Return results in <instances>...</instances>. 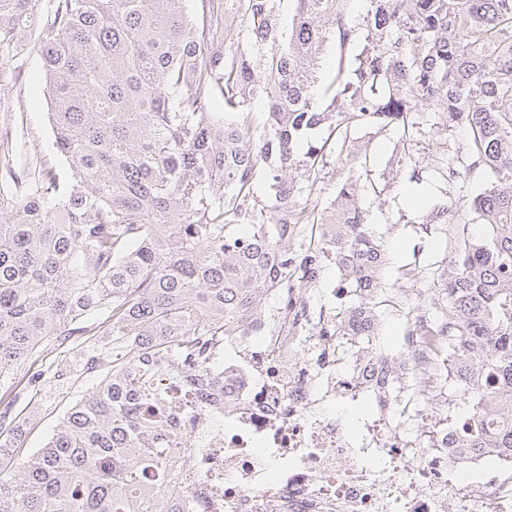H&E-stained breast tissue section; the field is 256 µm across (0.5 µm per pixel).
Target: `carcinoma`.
Masks as SVG:
<instances>
[{"mask_svg": "<svg viewBox=\"0 0 512 512\" xmlns=\"http://www.w3.org/2000/svg\"><path fill=\"white\" fill-rule=\"evenodd\" d=\"M39 0H0V56L27 37ZM52 0L38 44L58 151L74 182L52 172L0 186V381L49 338L108 323L112 374L66 413L45 447L21 451L23 426L3 430L0 512H181L165 445L168 417L151 408L156 359L189 355L229 332L289 273L288 226L333 224L328 260L357 308L376 316L381 246L362 191L382 193L358 127L396 128L397 159L422 179L428 134L467 138L434 168L458 185L438 208L451 217L454 256L433 274L447 305L454 373L472 396L467 448L512 454V0ZM242 39L227 41V21ZM332 81L318 91L326 45ZM224 97V116L211 96ZM319 144L297 159L311 130ZM351 174L320 206L331 156ZM281 188L276 223L251 203L260 169ZM480 224L485 233L477 234Z\"/></svg>", "mask_w": 512, "mask_h": 512, "instance_id": "carcinoma-1", "label": "carcinoma"}]
</instances>
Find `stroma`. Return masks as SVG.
I'll return each mask as SVG.
<instances>
[{
    "label": "stroma",
    "instance_id": "1",
    "mask_svg": "<svg viewBox=\"0 0 512 512\" xmlns=\"http://www.w3.org/2000/svg\"><path fill=\"white\" fill-rule=\"evenodd\" d=\"M45 80L36 36H29L9 56L0 58V101L7 102L17 123L11 149L0 148V185L11 172L47 169L60 177L70 175L66 159L57 151L49 122ZM355 138L367 147L382 194L366 193L362 204L370 212L369 228L380 241L389 263L384 281L389 288H403L414 305L438 312L443 304L434 288L435 270L448 266L452 256L451 224L434 212L448 198L450 185L439 175L425 174L415 183L397 170L402 148L394 130L358 129ZM103 337L83 336L63 344L49 340L38 353L21 363L12 379L0 383V398L17 399L27 417L25 444L38 448L82 394L90 391L112 371V359L103 355L96 366L83 370L85 350L103 344Z\"/></svg>",
    "mask_w": 512,
    "mask_h": 512
}]
</instances>
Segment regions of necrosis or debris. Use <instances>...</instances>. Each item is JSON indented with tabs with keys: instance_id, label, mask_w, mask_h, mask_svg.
Instances as JSON below:
<instances>
[{
	"instance_id": "4bbe7bcc",
	"label": "necrosis or debris",
	"mask_w": 512,
	"mask_h": 512,
	"mask_svg": "<svg viewBox=\"0 0 512 512\" xmlns=\"http://www.w3.org/2000/svg\"><path fill=\"white\" fill-rule=\"evenodd\" d=\"M352 304L308 288L269 289L261 313L203 343L217 390L161 396L185 438L182 512H512V456L458 447L448 426V339L408 313L403 354L371 336H338Z\"/></svg>"
}]
</instances>
